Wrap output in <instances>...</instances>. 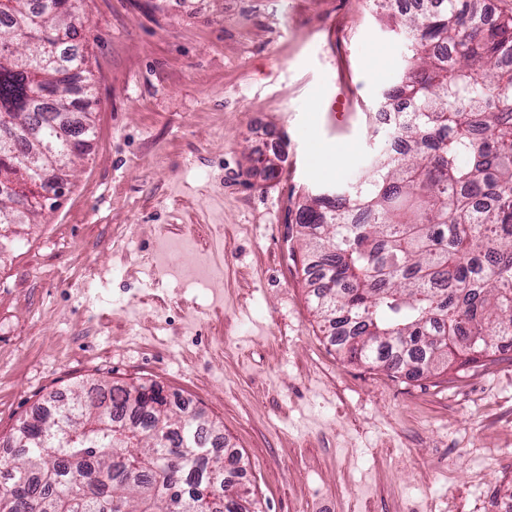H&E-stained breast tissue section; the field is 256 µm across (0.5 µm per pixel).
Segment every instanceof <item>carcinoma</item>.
<instances>
[{"label": "carcinoma", "mask_w": 512, "mask_h": 512, "mask_svg": "<svg viewBox=\"0 0 512 512\" xmlns=\"http://www.w3.org/2000/svg\"><path fill=\"white\" fill-rule=\"evenodd\" d=\"M80 0H0V214L39 224L28 192L71 152V113L92 85L73 48ZM476 0H427L392 17L405 40L403 73L384 91L400 156L299 197L294 221L316 316L350 363L408 378L457 372L512 353V16L475 20ZM495 92L496 99L489 98ZM74 437L50 436L48 406L11 433L17 462L0 470V512H260L220 425L196 418L155 383L81 385L68 395Z\"/></svg>", "instance_id": "cac0c4a2"}]
</instances>
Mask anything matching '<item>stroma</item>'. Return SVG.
<instances>
[{
	"label": "stroma",
	"instance_id": "stroma-1",
	"mask_svg": "<svg viewBox=\"0 0 512 512\" xmlns=\"http://www.w3.org/2000/svg\"><path fill=\"white\" fill-rule=\"evenodd\" d=\"M94 134L0 253V438L91 377L221 422L262 512H512V355L410 379L314 316L290 196L345 183L405 49L369 0H82ZM341 161L317 173V146ZM279 159L278 178L252 168Z\"/></svg>",
	"mask_w": 512,
	"mask_h": 512
}]
</instances>
